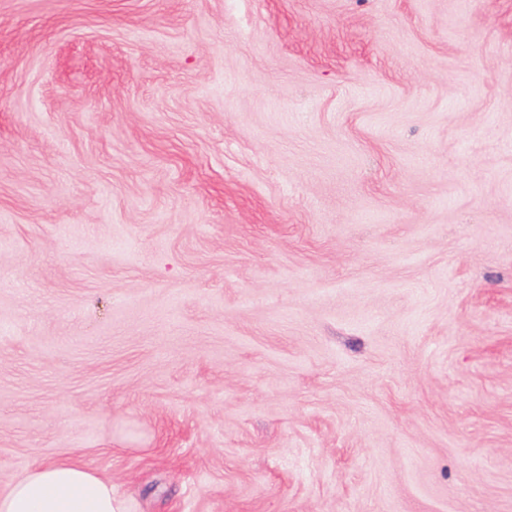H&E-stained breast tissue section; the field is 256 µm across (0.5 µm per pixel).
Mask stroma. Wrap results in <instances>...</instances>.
Masks as SVG:
<instances>
[{"mask_svg":"<svg viewBox=\"0 0 512 512\" xmlns=\"http://www.w3.org/2000/svg\"><path fill=\"white\" fill-rule=\"evenodd\" d=\"M512 512V0H0V491ZM0 512H124L112 482L79 458L43 462L0 494Z\"/></svg>","mask_w":512,"mask_h":512,"instance_id":"stroma-1","label":"stroma"}]
</instances>
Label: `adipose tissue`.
Returning a JSON list of instances; mask_svg holds the SVG:
<instances>
[{
    "label": "adipose tissue",
    "mask_w": 512,
    "mask_h": 512,
    "mask_svg": "<svg viewBox=\"0 0 512 512\" xmlns=\"http://www.w3.org/2000/svg\"><path fill=\"white\" fill-rule=\"evenodd\" d=\"M0 512H124L112 482L71 457L41 463L0 494Z\"/></svg>",
    "instance_id": "adipose-tissue-1"
}]
</instances>
